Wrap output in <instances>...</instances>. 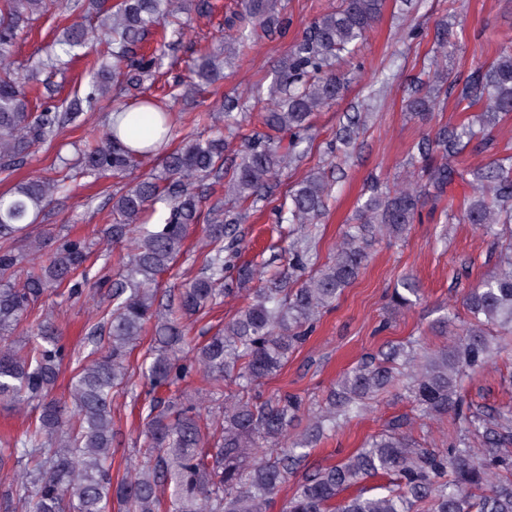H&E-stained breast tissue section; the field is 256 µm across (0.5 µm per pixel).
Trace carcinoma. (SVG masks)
<instances>
[{
	"instance_id": "obj_1",
	"label": "carcinoma",
	"mask_w": 512,
	"mask_h": 512,
	"mask_svg": "<svg viewBox=\"0 0 512 512\" xmlns=\"http://www.w3.org/2000/svg\"><path fill=\"white\" fill-rule=\"evenodd\" d=\"M54 0H0V171L12 172L37 144L54 140L65 125L95 111L110 90L128 92L155 76L182 35L179 15L202 9L199 0H88L86 14L112 58L106 70L94 61L88 89L60 105L32 111L27 74L7 67L17 39L33 17ZM384 0H343L333 12L317 17L296 38L275 68L264 99L261 123L267 129L249 141L241 163L224 167L226 139L189 138L166 158L162 171L132 182L113 197L114 243L130 241L132 251L118 259L112 283V310L107 346H98L73 375L69 398L52 395L64 359L58 328L51 318L27 329L24 343L11 336L26 318L31 302L46 291L67 287L82 293L75 281L87 259L81 240H66L51 250L39 270L27 271L23 287L14 283L22 256L12 242L36 223L60 185L43 179L21 183L0 195V402L14 407L36 405L39 415L19 438L0 439V474L12 478L24 512H267L288 476L305 465V449L340 428L364 401L394 381L402 361L410 400L422 419L453 413L464 429L448 448L430 451L392 427L371 437L346 459L308 472L288 498L283 512H512V416L475 410L459 392L462 377L482 370L493 356L512 344V243L500 251L497 270L469 289L465 305L474 322L462 330L451 349H427L414 339L390 348L383 359L362 362L330 389L322 410L300 439L289 438L302 400L283 394L253 402L252 391L276 374L288 355L305 342L316 315L330 308L357 278L376 241L402 237L419 217L424 198L442 199L458 181L463 195L458 213L448 217L489 227L512 224V164L493 159L474 170L448 163L466 142L485 140L492 125L512 118V45L504 44L488 67H476L460 81L442 76L433 84L408 89L409 111L427 118L454 96L455 107L479 113L417 143L421 183L416 188H372L358 207L359 223L349 224L336 256L317 268L295 290L283 281L253 293L248 304L224 329L203 345L185 352L181 317L224 295V244L228 226L239 223L236 208L217 209L205 227L210 249L202 253L201 273L185 289L177 307L156 305V277L180 254L188 229L199 218L200 197L192 185L212 178L224 183V196L242 205L266 197L277 171L299 160L312 142V117L338 98L344 84L336 62L349 57L381 16ZM159 26L154 53L136 48L152 26ZM232 34L224 49L202 52L184 94L220 78L224 59L256 40L286 33L289 25L282 0H244V11L227 20ZM94 35L82 24L66 28L57 41L62 53L89 56ZM244 102L228 97L220 105L227 128ZM359 126L350 121L336 131V150L355 143ZM148 150L125 145L112 125L83 162L92 173L126 178ZM332 183L320 172L299 181L284 206L290 224H316L326 210ZM168 203L164 224L150 229L142 216ZM310 237L303 235L288 250V268L304 271L311 264ZM420 299L415 282L406 278L394 290L393 306L408 309ZM152 344L145 375L153 387L176 386L197 368L213 389L235 386L223 414L201 419L202 404L171 398L150 406L145 436L149 461L135 474L112 480V392L127 378V356L147 328ZM479 437L483 451L471 452L468 434ZM388 475L393 488L383 495L360 492L336 501L344 491L370 478Z\"/></svg>"
}]
</instances>
